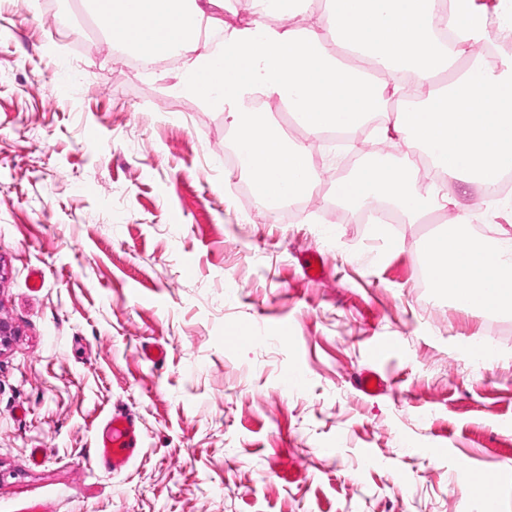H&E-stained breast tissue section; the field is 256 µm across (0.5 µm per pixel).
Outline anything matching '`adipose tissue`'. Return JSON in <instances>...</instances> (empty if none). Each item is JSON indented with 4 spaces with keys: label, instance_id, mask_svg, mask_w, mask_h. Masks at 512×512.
<instances>
[{
    "label": "adipose tissue",
    "instance_id": "adipose-tissue-1",
    "mask_svg": "<svg viewBox=\"0 0 512 512\" xmlns=\"http://www.w3.org/2000/svg\"><path fill=\"white\" fill-rule=\"evenodd\" d=\"M474 0H330L298 28H228L212 40L206 8L224 0H89L98 25L124 53L152 62L177 55L175 94L224 111L239 165L258 207H290L319 179L307 143L288 139L272 105L292 112L309 140L375 122L378 135L403 137L402 162L382 157L338 183L337 210L358 218L379 204L414 223L451 206L444 185H490L512 170V62L479 56L450 83L438 75L485 38ZM413 73L420 103L383 107L372 71ZM491 99L492 111L481 102ZM433 170V181L418 177ZM470 210L427 237L420 255L433 287L462 311L512 316V232L471 233Z\"/></svg>",
    "mask_w": 512,
    "mask_h": 512
}]
</instances>
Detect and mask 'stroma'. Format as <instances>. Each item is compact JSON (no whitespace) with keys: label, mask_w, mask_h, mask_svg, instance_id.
Returning a JSON list of instances; mask_svg holds the SVG:
<instances>
[{"label":"stroma","mask_w":512,"mask_h":512,"mask_svg":"<svg viewBox=\"0 0 512 512\" xmlns=\"http://www.w3.org/2000/svg\"><path fill=\"white\" fill-rule=\"evenodd\" d=\"M54 12L0 0V512H480L474 475L512 512V317L431 288L434 224L330 200L401 143L327 144L311 207L269 217L215 153L224 112L171 92L178 66L130 69L84 0ZM117 409L141 441L112 473L93 455Z\"/></svg>","instance_id":"1"}]
</instances>
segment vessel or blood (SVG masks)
Masks as SVG:
<instances>
[{"instance_id":"1","label":"vessel or blood","mask_w":512,"mask_h":512,"mask_svg":"<svg viewBox=\"0 0 512 512\" xmlns=\"http://www.w3.org/2000/svg\"><path fill=\"white\" fill-rule=\"evenodd\" d=\"M138 450L135 415L123 409L113 411L97 436L95 459L98 465L112 472L122 470L135 459Z\"/></svg>"}]
</instances>
